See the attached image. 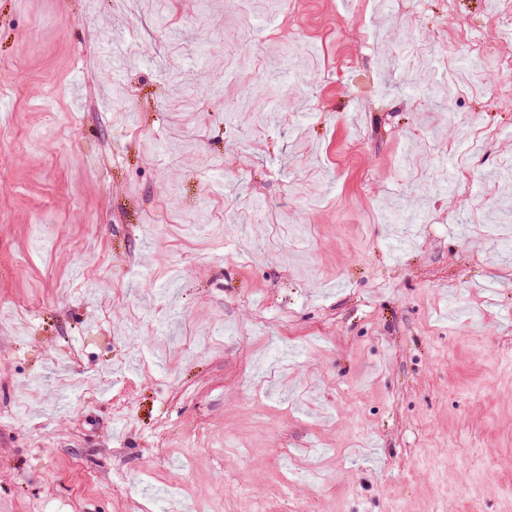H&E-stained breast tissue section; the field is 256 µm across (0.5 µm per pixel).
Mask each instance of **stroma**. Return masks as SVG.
<instances>
[{
  "mask_svg": "<svg viewBox=\"0 0 512 512\" xmlns=\"http://www.w3.org/2000/svg\"><path fill=\"white\" fill-rule=\"evenodd\" d=\"M489 2L0 0V512H512ZM459 48L456 59L465 64L470 58L488 59L494 57V47L492 44L467 37L462 31L457 34V38H450Z\"/></svg>",
  "mask_w": 512,
  "mask_h": 512,
  "instance_id": "35a3bbf8",
  "label": "stroma"
}]
</instances>
